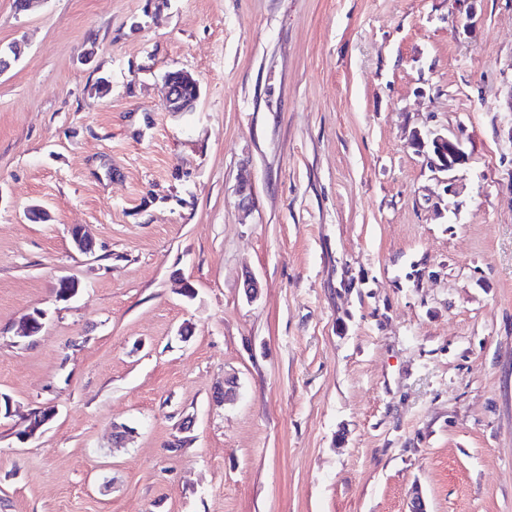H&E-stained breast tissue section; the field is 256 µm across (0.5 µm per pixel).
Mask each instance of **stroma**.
<instances>
[{"label":"stroma","mask_w":512,"mask_h":512,"mask_svg":"<svg viewBox=\"0 0 512 512\" xmlns=\"http://www.w3.org/2000/svg\"><path fill=\"white\" fill-rule=\"evenodd\" d=\"M16 42L0 512H512V0H0ZM165 84L167 87L165 108L169 112H172L170 106L179 102L178 94L182 88V96L188 102H193L195 99V93L192 87H195L197 90L199 88L197 80L189 72L184 70H176L168 73L167 79L165 78ZM187 85L190 87L184 88ZM413 137L417 143L418 154L435 170L448 174L447 191L454 192L455 176L451 175L468 162L459 137L433 133L425 140L420 132H414Z\"/></svg>","instance_id":"obj_1"}]
</instances>
